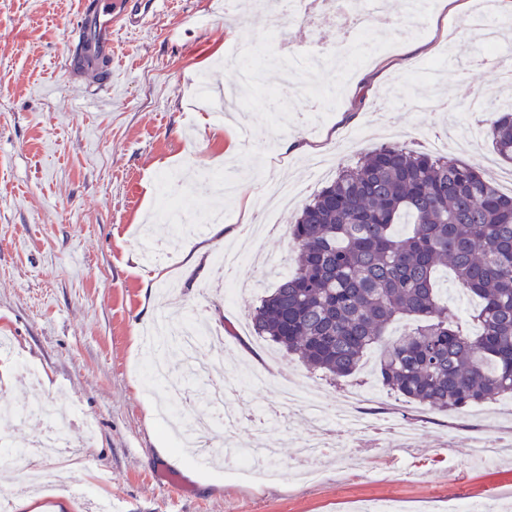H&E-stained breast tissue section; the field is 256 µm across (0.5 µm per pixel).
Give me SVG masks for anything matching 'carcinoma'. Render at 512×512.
Returning a JSON list of instances; mask_svg holds the SVG:
<instances>
[{
  "mask_svg": "<svg viewBox=\"0 0 512 512\" xmlns=\"http://www.w3.org/2000/svg\"><path fill=\"white\" fill-rule=\"evenodd\" d=\"M486 135L512 163V110ZM298 250L251 314L254 331L336 381L378 352L382 385L423 406L464 411L512 394V195L474 167L404 146L364 154L303 207ZM480 300L465 331L437 295L439 269ZM405 320L398 336L391 325Z\"/></svg>",
  "mask_w": 512,
  "mask_h": 512,
  "instance_id": "cac0c4a2",
  "label": "carcinoma"
}]
</instances>
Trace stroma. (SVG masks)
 I'll use <instances>...</instances> for the list:
<instances>
[{
	"mask_svg": "<svg viewBox=\"0 0 512 512\" xmlns=\"http://www.w3.org/2000/svg\"><path fill=\"white\" fill-rule=\"evenodd\" d=\"M85 0H0V406L50 403L74 419L72 445L44 456L65 474L62 488L31 489L0 475L10 494L38 499L44 512H83L88 498L110 499L113 512H448L450 502H512V461L494 465L471 452L480 412L498 418L497 436L512 441V395L447 413L383 394L377 420L409 416L412 447L392 435L354 449L351 458L316 456L318 483L280 477L256 484L178 453L165 431L179 411L210 410L223 388L242 414L262 416L276 401L275 383L319 391L328 411L348 387H380L375 355L342 381L308 370L256 336L250 314L298 252L288 226L343 167L384 144L446 155L503 183L506 169L487 138H473L466 105L493 102L497 70L477 63L481 32L470 12L424 0L408 15L405 0H385L386 20L347 29L342 20L290 23L274 31L252 0H160L136 29L114 27L112 61L101 83L71 73ZM247 41L257 70L234 91L224 52ZM348 42L346 66L287 73L284 53ZM303 145L298 154L286 143ZM280 184L297 188L273 200ZM180 197L202 228L175 236L156 209L160 192ZM222 212L237 234H215L206 217ZM205 241L201 261L195 241ZM247 245L239 289L225 299L218 253ZM223 330L208 377L189 374L193 359L167 353L169 372L191 396L165 392L155 378V349L141 332L158 317ZM234 365L269 375L265 386L226 381ZM27 366L39 374L30 381ZM153 417H146V407ZM96 426L86 442L84 421ZM191 489L171 507L162 471Z\"/></svg>",
	"mask_w": 512,
	"mask_h": 512,
	"instance_id": "obj_1",
	"label": "stroma"
}]
</instances>
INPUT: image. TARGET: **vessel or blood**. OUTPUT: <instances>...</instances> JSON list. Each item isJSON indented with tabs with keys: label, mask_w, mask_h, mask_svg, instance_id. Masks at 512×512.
<instances>
[{
	"label": "vessel or blood",
	"mask_w": 512,
	"mask_h": 512,
	"mask_svg": "<svg viewBox=\"0 0 512 512\" xmlns=\"http://www.w3.org/2000/svg\"><path fill=\"white\" fill-rule=\"evenodd\" d=\"M156 0H88L78 31V49L69 58L72 71L98 79L97 62L112 56V28L135 26L149 16Z\"/></svg>",
	"instance_id": "vessel-or-blood-1"
}]
</instances>
